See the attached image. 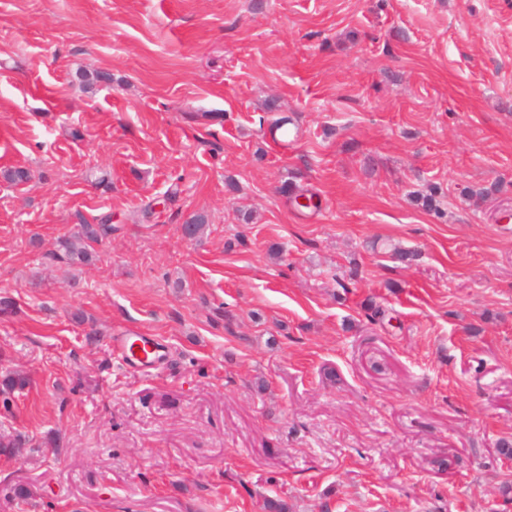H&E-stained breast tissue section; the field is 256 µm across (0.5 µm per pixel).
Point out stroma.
<instances>
[{"label": "stroma", "mask_w": 512, "mask_h": 512, "mask_svg": "<svg viewBox=\"0 0 512 512\" xmlns=\"http://www.w3.org/2000/svg\"><path fill=\"white\" fill-rule=\"evenodd\" d=\"M10 168L0 512H512V0H0ZM112 233V217H100L97 224H80V231L73 235H64L57 241L53 258L69 269L81 271L88 265L96 252L95 245ZM116 347L133 369H139L156 364L161 357L158 343L148 336L127 331L113 338Z\"/></svg>", "instance_id": "stroma-1"}]
</instances>
